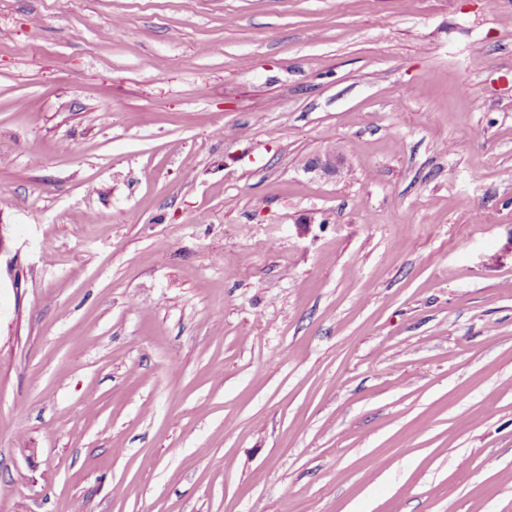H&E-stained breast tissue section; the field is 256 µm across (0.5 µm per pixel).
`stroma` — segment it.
<instances>
[{
    "label": "stroma",
    "mask_w": 512,
    "mask_h": 512,
    "mask_svg": "<svg viewBox=\"0 0 512 512\" xmlns=\"http://www.w3.org/2000/svg\"><path fill=\"white\" fill-rule=\"evenodd\" d=\"M0 235V512H512V0H0ZM346 159L340 151H324L311 158L304 170L320 179H335L344 170Z\"/></svg>",
    "instance_id": "stroma-1"
}]
</instances>
